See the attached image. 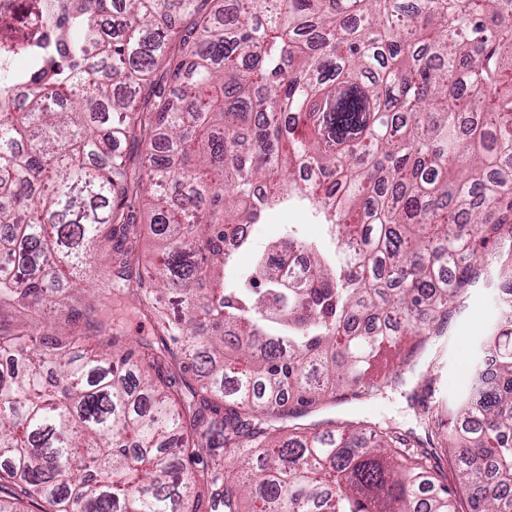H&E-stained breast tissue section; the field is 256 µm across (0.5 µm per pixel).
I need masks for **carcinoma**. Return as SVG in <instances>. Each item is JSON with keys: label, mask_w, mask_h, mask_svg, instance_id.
<instances>
[{"label": "carcinoma", "mask_w": 512, "mask_h": 512, "mask_svg": "<svg viewBox=\"0 0 512 512\" xmlns=\"http://www.w3.org/2000/svg\"><path fill=\"white\" fill-rule=\"evenodd\" d=\"M202 2L0 13V53L27 58L0 70V302L23 322L0 334L21 363L0 375V512H512V299L424 438L298 422L345 385L403 386L464 290L512 276V0H235L230 21ZM144 195L159 252L136 268ZM293 201L333 258L290 228L240 287L239 225ZM287 248L307 277L267 275ZM102 249L89 346L43 313ZM114 297L158 339L124 343Z\"/></svg>", "instance_id": "obj_1"}]
</instances>
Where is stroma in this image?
I'll list each match as a JSON object with an SVG mask.
<instances>
[{
    "label": "stroma",
    "instance_id": "obj_1",
    "mask_svg": "<svg viewBox=\"0 0 512 512\" xmlns=\"http://www.w3.org/2000/svg\"><path fill=\"white\" fill-rule=\"evenodd\" d=\"M299 225L312 239L321 237L323 228L301 208L291 206L271 211L253 227V245L263 248L282 237L288 225ZM498 291L484 284L469 289L460 311L448 319L444 336L431 337L426 350L415 361L416 367L406 386L387 391L372 399H358L343 391L340 399L322 404L310 414V421L363 420L390 423L423 435L418 411L424 405L452 407L466 392L480 338L496 323Z\"/></svg>",
    "mask_w": 512,
    "mask_h": 512
}]
</instances>
